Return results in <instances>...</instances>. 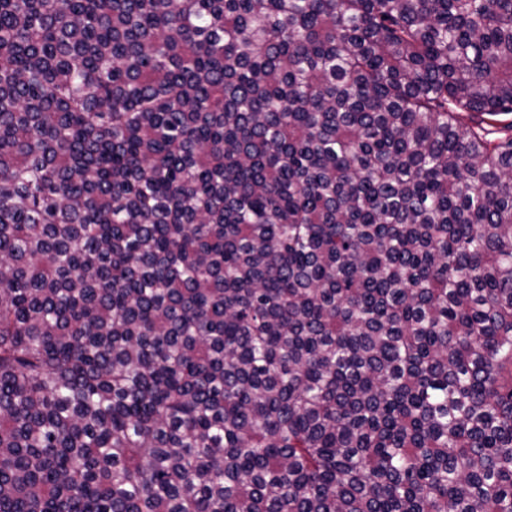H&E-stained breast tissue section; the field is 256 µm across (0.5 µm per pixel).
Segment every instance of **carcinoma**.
Wrapping results in <instances>:
<instances>
[{"instance_id":"carcinoma-1","label":"carcinoma","mask_w":512,"mask_h":512,"mask_svg":"<svg viewBox=\"0 0 512 512\" xmlns=\"http://www.w3.org/2000/svg\"><path fill=\"white\" fill-rule=\"evenodd\" d=\"M512 0H0V512H512Z\"/></svg>"}]
</instances>
